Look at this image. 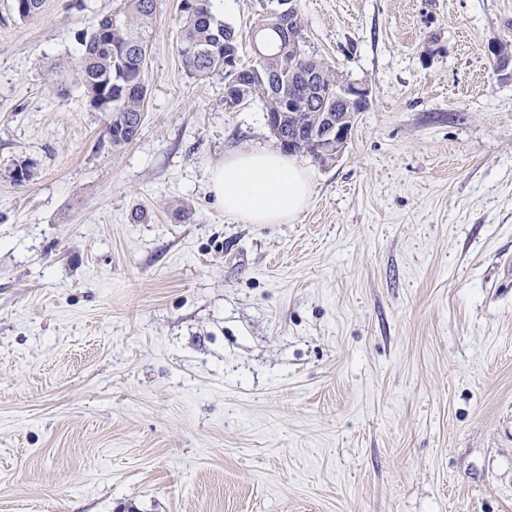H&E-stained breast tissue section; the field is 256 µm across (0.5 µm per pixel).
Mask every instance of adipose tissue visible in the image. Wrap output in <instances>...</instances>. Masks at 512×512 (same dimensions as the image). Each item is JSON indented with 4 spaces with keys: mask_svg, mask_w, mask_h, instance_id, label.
Masks as SVG:
<instances>
[{
    "mask_svg": "<svg viewBox=\"0 0 512 512\" xmlns=\"http://www.w3.org/2000/svg\"><path fill=\"white\" fill-rule=\"evenodd\" d=\"M211 189L225 212L245 224H285L307 207L311 181L306 169L270 150L230 155L210 174Z\"/></svg>",
    "mask_w": 512,
    "mask_h": 512,
    "instance_id": "obj_1",
    "label": "adipose tissue"
}]
</instances>
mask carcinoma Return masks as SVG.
Returning <instances> with one entry per match:
<instances>
[{"label": "carcinoma", "instance_id": "obj_1", "mask_svg": "<svg viewBox=\"0 0 512 512\" xmlns=\"http://www.w3.org/2000/svg\"><path fill=\"white\" fill-rule=\"evenodd\" d=\"M263 14L252 29V41L259 54L248 63L241 59L242 39L234 27L217 19L210 0H181L183 26L177 54L189 74L206 78L223 73L231 82L226 91L235 93L237 102L259 101L266 116L276 121L285 139L281 149L289 154L306 153L327 164L336 155L326 154L314 132L336 118V95L340 77L324 60L302 51L303 21L297 17L294 37L270 12L269 3L260 0ZM43 6V0H13V9L29 18ZM118 19L106 34L91 30L83 40V51L75 66L76 80L94 106L109 113L106 133L112 149L120 150L137 135L147 101L145 61L148 54L156 0H121ZM318 70L319 84L292 78L299 70Z\"/></svg>", "mask_w": 512, "mask_h": 512}]
</instances>
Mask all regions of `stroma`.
Segmentation results:
<instances>
[{
  "label": "stroma",
  "instance_id": "1",
  "mask_svg": "<svg viewBox=\"0 0 512 512\" xmlns=\"http://www.w3.org/2000/svg\"><path fill=\"white\" fill-rule=\"evenodd\" d=\"M120 3L0 0V512H512V0H298L370 105L288 224L209 189L278 144L180 0L112 150L74 65Z\"/></svg>",
  "mask_w": 512,
  "mask_h": 512
}]
</instances>
